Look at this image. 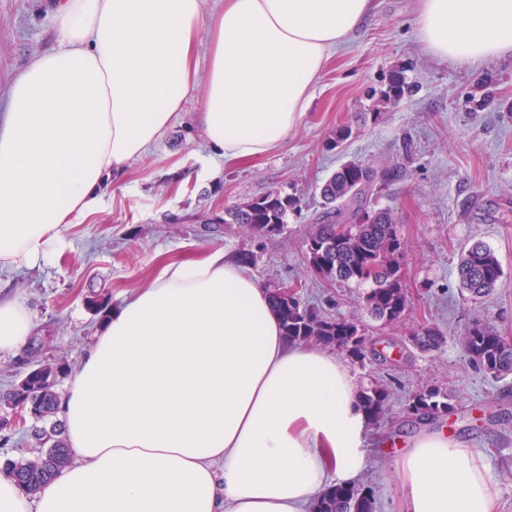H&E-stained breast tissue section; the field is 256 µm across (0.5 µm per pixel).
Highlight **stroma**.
Instances as JSON below:
<instances>
[{"label":"stroma","instance_id":"35a3bbf8","mask_svg":"<svg viewBox=\"0 0 512 512\" xmlns=\"http://www.w3.org/2000/svg\"><path fill=\"white\" fill-rule=\"evenodd\" d=\"M417 0H374L358 30L327 62L308 111L275 152L243 163L217 158L191 130L199 97L186 102L165 135L123 175L108 183L98 209L63 230L49 263L0 270V286L30 308L33 330L51 337L44 359L77 366L105 319L88 307L90 293L108 307L159 275L171 262L223 249L228 259L253 251L246 272L261 286L295 287L303 301L330 317L361 322L378 336L386 365L349 364L357 386L391 382L394 446L370 428L369 468L358 485L375 490L374 512H404L405 490L395 460L431 425L408 417L409 396L428 384L448 393L441 417L450 438L484 451L498 486L496 512H512V376L497 380L464 354L459 336L476 316L512 337V56L478 63L443 62L416 36ZM47 0H0V108L25 65L51 48ZM408 86L388 97L394 75ZM350 136L336 145V131ZM397 165L404 177L382 183L369 207L392 209L406 244L411 304L395 326L379 328L359 303L360 287L308 272L303 239L322 209L321 184L350 161ZM278 190L302 201L286 231L257 242L232 231L202 236L199 213ZM480 241L502 266L495 294L478 302L459 293L461 248ZM440 329L445 344L421 352L411 338L420 324Z\"/></svg>","mask_w":512,"mask_h":512}]
</instances>
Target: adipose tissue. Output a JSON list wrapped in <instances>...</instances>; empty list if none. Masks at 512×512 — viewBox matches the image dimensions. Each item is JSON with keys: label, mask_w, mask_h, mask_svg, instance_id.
Segmentation results:
<instances>
[{"label": "adipose tissue", "mask_w": 512, "mask_h": 512, "mask_svg": "<svg viewBox=\"0 0 512 512\" xmlns=\"http://www.w3.org/2000/svg\"><path fill=\"white\" fill-rule=\"evenodd\" d=\"M372 0H62L56 45L0 112V267L48 260L66 225L200 96L225 161L282 146L332 50ZM443 61L512 54V0H419ZM206 70H199V59ZM0 290V356L30 336ZM76 460L36 496L0 476V512H308L368 467V420L339 358L289 343L269 294L223 250L166 265L113 309L59 403ZM405 512H494L483 452L439 433L396 462Z\"/></svg>", "instance_id": "1"}]
</instances>
